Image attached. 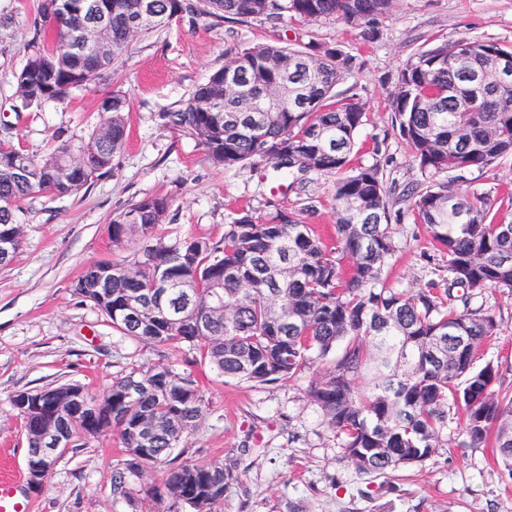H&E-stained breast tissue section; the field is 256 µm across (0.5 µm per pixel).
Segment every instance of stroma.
<instances>
[{
  "label": "stroma",
  "mask_w": 512,
  "mask_h": 512,
  "mask_svg": "<svg viewBox=\"0 0 512 512\" xmlns=\"http://www.w3.org/2000/svg\"><path fill=\"white\" fill-rule=\"evenodd\" d=\"M41 0H0L13 22L0 28V127L41 155L55 135L77 139L103 119L99 100L123 92L130 109L128 138L112 161L114 174L76 195L34 194L22 205L21 244L0 266V470L24 466L23 421L10 404L23 391L78 382L99 394L134 364H165L198 380L207 410L179 456L180 463L223 462L233 479L217 512H512V476L497 463L492 445L466 447L465 416L448 423V445L424 463L380 475L359 474L345 457L318 408L305 394L306 379L256 386L225 380L188 348L175 349L122 335L72 285L87 264L119 260L135 243L113 246V214L142 197L171 201L164 222L169 238L219 239L241 210L257 216L306 210L325 242L335 222L330 178L300 172L288 190L274 177L247 167H214L188 134L162 126L159 113L176 109L194 88L221 68L229 45L286 42L292 24L252 21L216 24L187 16L163 32L133 40L114 68L111 85L93 84L71 102L38 112H13V74ZM310 40L340 46L356 67L336 87L367 103L351 162L379 165L387 185L404 187L419 172L412 150L393 126L390 93L408 56L442 40L493 42L512 47V0H395L379 17L374 37L342 20L304 25ZM465 186L488 193L493 213L512 220V165L467 172ZM391 231L399 249L384 270L389 286L418 289L445 284L448 256L431 244L407 205L393 206ZM499 327L478 353L477 365L499 370L497 389H512V293L495 288L474 296ZM125 458L116 432L63 452L47 484L28 490L30 512H130L112 496V472Z\"/></svg>",
  "instance_id": "1"
}]
</instances>
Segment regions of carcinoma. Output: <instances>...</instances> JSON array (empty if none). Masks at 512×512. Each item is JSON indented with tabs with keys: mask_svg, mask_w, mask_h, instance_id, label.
I'll return each mask as SVG.
<instances>
[{
	"mask_svg": "<svg viewBox=\"0 0 512 512\" xmlns=\"http://www.w3.org/2000/svg\"><path fill=\"white\" fill-rule=\"evenodd\" d=\"M87 0H42L24 46L25 62L13 74L15 112L71 101L96 81L112 78L116 60L133 37L162 31L147 21L128 32L125 17L142 0H115L117 9L104 38L111 50L90 68L70 53L73 26ZM155 12L173 21L206 15L219 21L317 22L341 19L373 27L393 0H151ZM496 43L462 39L438 42L402 64L391 93L399 135L410 145L421 180L402 191L415 220L432 244L448 254L444 289L430 283L417 290L388 286L384 267L398 250L389 231L390 190L376 165L350 166L355 139L366 119V103L341 97L336 86L354 67L338 47L312 41L234 45L226 64L246 90L224 95V72L171 112L166 126L187 131L218 168L269 166L278 180L295 171L332 179L336 242L326 243L303 212L277 210L265 219L241 212L224 225L218 240L160 233L170 207L165 196L144 197L114 214L112 244L139 246L129 260L89 265L73 284L125 336L154 344L187 345L220 375L268 385L311 375L307 394L336 434L360 474L396 471L422 463L448 446V420L461 409L465 446L478 448L494 436L496 460L512 477V393L493 389L498 371L475 368L480 347L498 327L490 312L471 307L475 292L494 287L512 292V220L491 217L489 194L455 184L470 170L512 162V80L473 85L494 69ZM288 80L294 94L280 112L252 111L251 96ZM129 104L112 91L101 98L109 137L94 128L72 140L54 136L35 159L12 140L0 138V237L21 243L19 212L35 192L64 197L112 175V157L126 142ZM90 163L65 183L57 171L66 161ZM26 160L20 182L15 162ZM112 268L111 287H97L96 270ZM459 288L462 307L448 306ZM140 301L142 323L125 317ZM66 383L27 392L67 401ZM92 420L72 417L75 440L88 442L117 431L125 459L112 471V495L131 512H216L232 476L212 461L187 466L172 453L200 425L204 396L191 374L169 365L132 367L102 394ZM168 461V477L140 497L133 484L143 471Z\"/></svg>",
	"mask_w": 512,
	"mask_h": 512,
	"instance_id": "cac0c4a2",
	"label": "carcinoma"
}]
</instances>
